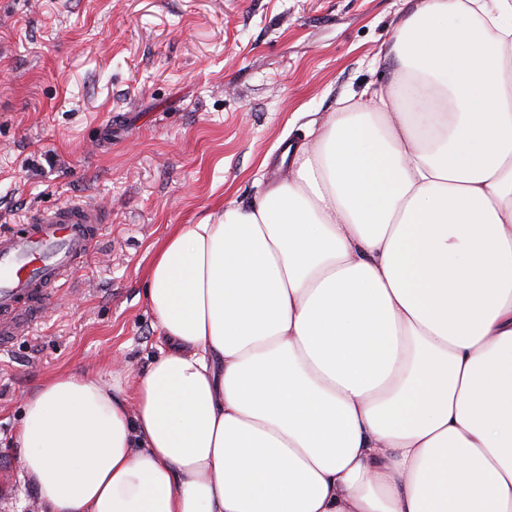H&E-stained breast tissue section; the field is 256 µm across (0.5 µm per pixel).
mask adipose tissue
<instances>
[{"instance_id":"obj_1","label":"adipose tissue","mask_w":512,"mask_h":512,"mask_svg":"<svg viewBox=\"0 0 512 512\" xmlns=\"http://www.w3.org/2000/svg\"><path fill=\"white\" fill-rule=\"evenodd\" d=\"M392 78L178 224L165 344L23 404L40 512H512V0H408Z\"/></svg>"}]
</instances>
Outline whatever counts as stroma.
Segmentation results:
<instances>
[{"instance_id":"obj_1","label":"stroma","mask_w":512,"mask_h":512,"mask_svg":"<svg viewBox=\"0 0 512 512\" xmlns=\"http://www.w3.org/2000/svg\"><path fill=\"white\" fill-rule=\"evenodd\" d=\"M404 0H0V227L81 199L105 230L34 335L0 352V512H36L14 435L46 378L133 383L162 338L154 244L285 175L311 120L366 84Z\"/></svg>"}]
</instances>
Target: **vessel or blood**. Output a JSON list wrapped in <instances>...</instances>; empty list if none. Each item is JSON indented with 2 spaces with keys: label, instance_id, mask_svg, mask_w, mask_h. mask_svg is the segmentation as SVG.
Returning a JSON list of instances; mask_svg holds the SVG:
<instances>
[{
  "label": "vessel or blood",
  "instance_id": "obj_1",
  "mask_svg": "<svg viewBox=\"0 0 512 512\" xmlns=\"http://www.w3.org/2000/svg\"><path fill=\"white\" fill-rule=\"evenodd\" d=\"M102 229L99 210L72 200L0 231V350L33 335L45 304L72 282Z\"/></svg>",
  "mask_w": 512,
  "mask_h": 512
}]
</instances>
